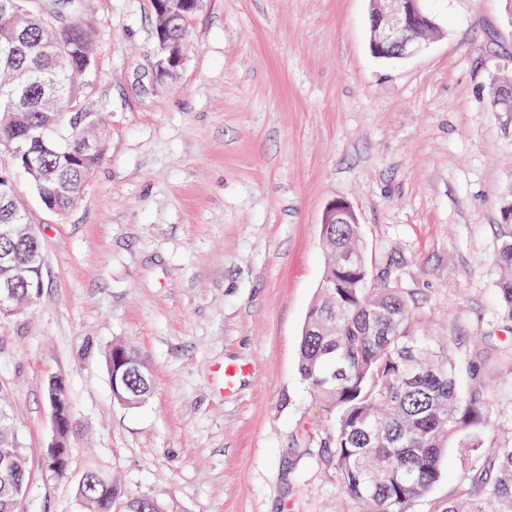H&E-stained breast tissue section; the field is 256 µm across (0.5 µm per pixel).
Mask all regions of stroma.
<instances>
[{
    "instance_id": "obj_1",
    "label": "stroma",
    "mask_w": 512,
    "mask_h": 512,
    "mask_svg": "<svg viewBox=\"0 0 512 512\" xmlns=\"http://www.w3.org/2000/svg\"><path fill=\"white\" fill-rule=\"evenodd\" d=\"M438 32L387 60L370 47L368 0H204L175 81L152 79L149 0H87L95 67L83 108L106 154L80 200L48 209L13 171L43 241V289L0 324V398L29 471L24 512H86L83 474L119 500L166 512H350L321 450L295 447L319 416L298 374L321 282V219L348 202L374 264L393 261L429 327L482 353L489 385L512 379V321L495 296L512 237V0H426ZM132 343L153 390L112 398L104 360ZM244 366L233 387L222 370ZM63 378L70 472L42 464L53 435L48 376ZM464 461L411 512H442Z\"/></svg>"
}]
</instances>
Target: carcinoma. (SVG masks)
Here are the masks:
<instances>
[{
  "mask_svg": "<svg viewBox=\"0 0 512 512\" xmlns=\"http://www.w3.org/2000/svg\"><path fill=\"white\" fill-rule=\"evenodd\" d=\"M27 17L23 38L0 16V189L14 188L10 170L27 171L26 160L7 145L20 144L40 169L28 175L37 195H54L66 211L82 196L105 152L95 116L81 111L82 79L95 64V48L85 23L84 0H16ZM73 19L58 48L48 46L43 31L56 22L57 10ZM83 139L95 149L80 147ZM22 203L0 206L1 224H26ZM324 249L328 262L320 288L307 313L298 373L319 405L321 417L300 426L299 440L311 444L331 428L324 447L336 471L338 492L359 512H409L440 478L450 448L465 461L461 492L448 499L444 512H512V436L499 431L492 414L495 401L512 406V380L488 392L481 362L448 351L421 328L423 318L415 294L399 275H373L357 224H334ZM351 250L358 262L340 268L338 255ZM34 243L0 236V264L25 263ZM496 261L503 275L498 300L512 321V239L501 243ZM115 372L113 399L138 408L151 395L152 384L127 366L140 365L138 353L118 342L105 353ZM10 477L0 473V512H21L28 491L23 457ZM78 495L89 512H111L116 501L112 482L85 480ZM127 512H164L149 497L132 499Z\"/></svg>",
  "mask_w": 512,
  "mask_h": 512,
  "instance_id": "carcinoma-1",
  "label": "carcinoma"
}]
</instances>
